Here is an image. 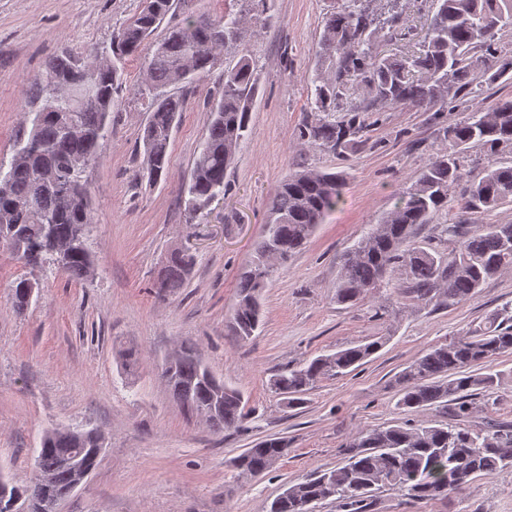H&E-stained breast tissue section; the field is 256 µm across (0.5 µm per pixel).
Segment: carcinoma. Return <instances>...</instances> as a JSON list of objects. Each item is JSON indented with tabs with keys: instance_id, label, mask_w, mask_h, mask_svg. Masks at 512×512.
Wrapping results in <instances>:
<instances>
[{
	"instance_id": "1",
	"label": "carcinoma",
	"mask_w": 512,
	"mask_h": 512,
	"mask_svg": "<svg viewBox=\"0 0 512 512\" xmlns=\"http://www.w3.org/2000/svg\"><path fill=\"white\" fill-rule=\"evenodd\" d=\"M373 2L341 0L325 18L317 50L325 65L311 79L314 107L299 125L297 140L341 155L363 142L367 112L407 105L470 109L465 120L443 128L448 147L429 158L412 184L398 193L394 207L343 260L336 303L354 307L378 296L381 303L374 316L379 317L396 294L408 293L435 309L447 307L471 299L488 280L512 269V223L443 224L439 239L448 243L446 252L414 242L415 227L428 223L453 200L472 213L512 205V99L486 107L480 98L494 83L512 81V48L501 40L503 33H512V0H433L422 48L410 56L376 51L378 38L402 40L410 30L402 21L399 0H389L384 12L375 10ZM176 7L175 0H143L108 50L93 47L85 57L56 55L48 61L44 79L26 83V96L37 106L29 119L37 135L27 139L26 131L19 132L18 160L0 178V245L26 265L53 264L76 280L92 278L94 262L86 245L92 218L90 207L81 204L89 196L86 169L100 159L124 63L141 54L144 42ZM252 20L226 10L216 18L188 16L167 26L137 89L150 101V117L140 136L141 178L153 185L167 175L172 131L185 107L183 95L171 88L212 72L224 50L240 52L235 66L224 69L220 99L210 107L206 134L183 189L191 220L226 194L227 170L247 140L258 89L244 44ZM58 79L90 87L97 104L62 105L55 94ZM355 82L368 89L369 97L362 106L346 107L345 94ZM336 112L343 116L334 118ZM475 146L496 162L472 177L464 158ZM344 185L341 172L302 170L288 174L278 186L271 220L254 244L251 265L239 277L238 301L229 318L236 335L253 336L262 319L261 294L275 263L287 261L307 243L336 209ZM194 264L190 250H172L161 269L159 288L173 292L184 287ZM397 274L406 287H392ZM30 282L21 277L11 285V303L19 313L31 303ZM383 345L382 338L354 342L285 366L269 379L270 389L285 398L287 408H300L320 379L355 370ZM504 354H512L508 306L489 315L477 334L428 348L391 381L397 409L445 413L451 404L458 423L362 430L345 446L339 466L289 486L267 512H316L327 502L337 512H374L376 493L386 487L420 502L462 491L478 474L512 471V425L471 429L462 424L473 414L472 397L489 396L501 384L503 374L488 363ZM169 363L173 374L167 387L186 415L200 417L218 431L243 428L249 411L240 390L224 386V403L211 411L216 378L192 345L181 346ZM481 363L484 371H472ZM99 438L95 428L47 430L29 484L19 486L0 475L8 498L17 495L29 502L30 512H41L45 500L69 496L75 480L71 460L77 456L79 466L95 469ZM289 452L288 437L269 436L233 459L231 467L240 477L265 473Z\"/></svg>"
}]
</instances>
